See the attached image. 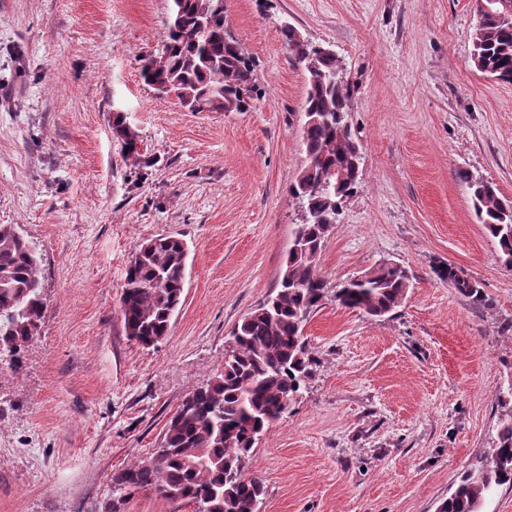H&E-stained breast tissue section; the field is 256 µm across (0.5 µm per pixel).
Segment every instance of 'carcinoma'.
<instances>
[{
	"instance_id": "obj_1",
	"label": "carcinoma",
	"mask_w": 512,
	"mask_h": 512,
	"mask_svg": "<svg viewBox=\"0 0 512 512\" xmlns=\"http://www.w3.org/2000/svg\"><path fill=\"white\" fill-rule=\"evenodd\" d=\"M162 47L142 59L141 76L154 90L173 95L191 112H241L256 92L254 68L224 27V0H171ZM476 8L472 33L474 67L512 83V0H484ZM284 43L307 72L302 142L306 163L291 194L309 221L295 225L298 248L289 249L276 294L234 326L224 367L184 397L165 426L160 446L112 475V497L126 502L139 493L191 505L194 512H257L262 480L245 473L261 435L298 401L315 358L303 333L311 312L331 300L374 318L394 312L405 301L411 277L403 265L386 260L340 283L319 270V254L336 221V210L359 180V144L347 121L349 89L336 54L303 43L296 29L281 30ZM112 129L139 160L138 133L122 113ZM337 176L329 189L319 183ZM476 221L497 241L499 259L512 267V197L493 183L464 176ZM148 247L129 264L120 309L130 340L144 348L170 332L182 306L186 246L177 236L146 240ZM35 246L0 224V358L22 368L24 352L39 335L47 305ZM440 278L478 304H487L479 282L451 266ZM512 486V415L501 419L497 439L469 474L442 501V512H482L487 498Z\"/></svg>"
}]
</instances>
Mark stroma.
I'll return each mask as SVG.
<instances>
[{"label": "stroma", "instance_id": "1", "mask_svg": "<svg viewBox=\"0 0 512 512\" xmlns=\"http://www.w3.org/2000/svg\"><path fill=\"white\" fill-rule=\"evenodd\" d=\"M169 5L0 0V224L36 246L48 303L20 371L0 374V512H107L113 472L159 445L276 290L308 86L286 25L335 52L362 153L320 270L336 282L392 259L411 288L380 319L331 301L311 313L313 376L247 471L262 512H436L512 413V268L465 180L512 196V84L471 62L475 0H224L255 62L244 112H190L145 84ZM117 109L140 163L121 152ZM169 234L190 249L184 303L145 348L120 295L137 245ZM112 129L117 138L122 142L124 155L135 164L139 160L141 140L138 133L126 123L122 112L112 114ZM125 147H129L128 153H125ZM439 275L441 279L448 281V285L456 289L459 293L471 298L478 304L489 305L477 280L464 275L451 266L444 267Z\"/></svg>", "mask_w": 512, "mask_h": 512}]
</instances>
